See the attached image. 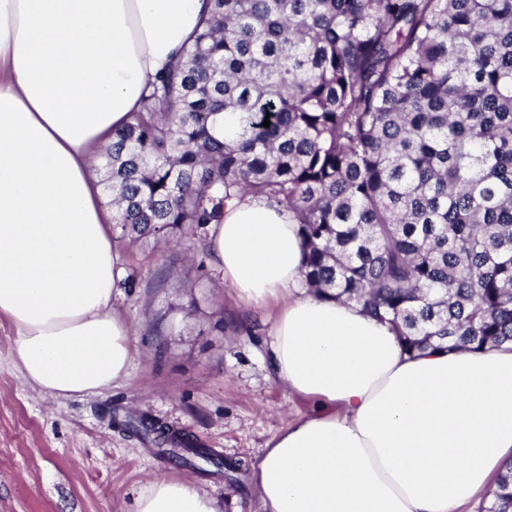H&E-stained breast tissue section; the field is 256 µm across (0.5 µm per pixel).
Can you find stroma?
Segmentation results:
<instances>
[{"instance_id":"35a3bbf8","label":"stroma","mask_w":512,"mask_h":512,"mask_svg":"<svg viewBox=\"0 0 512 512\" xmlns=\"http://www.w3.org/2000/svg\"><path fill=\"white\" fill-rule=\"evenodd\" d=\"M125 278L112 310L136 349L126 379L95 394L55 397L14 363L15 331L0 319V512H133L156 479H189L217 496L222 512H261L223 471L164 460L123 423L146 417L224 458L255 466L267 442L310 405L276 381L268 347L276 304L254 310L224 286L206 242L187 259L175 245L120 240Z\"/></svg>"}]
</instances>
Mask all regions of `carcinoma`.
Masks as SVG:
<instances>
[{"label":"carcinoma","instance_id":"carcinoma-1","mask_svg":"<svg viewBox=\"0 0 512 512\" xmlns=\"http://www.w3.org/2000/svg\"><path fill=\"white\" fill-rule=\"evenodd\" d=\"M99 169L123 238L262 200L299 224L305 286L408 352L512 344V0H211ZM480 512H512V464Z\"/></svg>","mask_w":512,"mask_h":512}]
</instances>
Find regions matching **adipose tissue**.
<instances>
[{
  "label": "adipose tissue",
  "instance_id": "1",
  "mask_svg": "<svg viewBox=\"0 0 512 512\" xmlns=\"http://www.w3.org/2000/svg\"><path fill=\"white\" fill-rule=\"evenodd\" d=\"M209 0H0V318L40 392L124 378L130 327L98 151L200 30ZM208 252L246 305L277 302L269 358L314 403L253 472L263 512H470L512 460V346L407 353L360 308L302 284L303 243L264 201L227 208ZM135 512H222L189 480H156Z\"/></svg>",
  "mask_w": 512,
  "mask_h": 512
}]
</instances>
